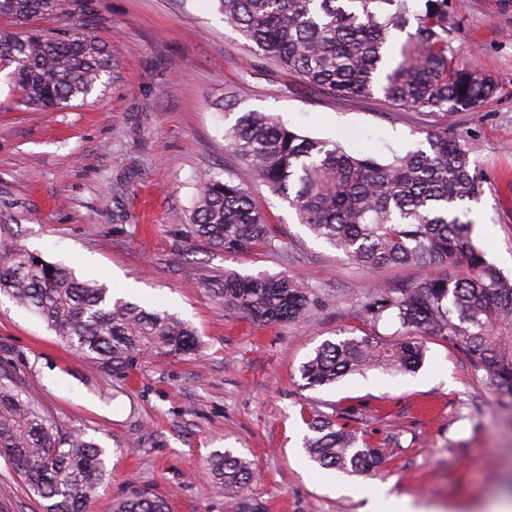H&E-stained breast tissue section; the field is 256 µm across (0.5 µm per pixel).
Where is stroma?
Instances as JSON below:
<instances>
[{"label": "stroma", "instance_id": "1", "mask_svg": "<svg viewBox=\"0 0 512 512\" xmlns=\"http://www.w3.org/2000/svg\"><path fill=\"white\" fill-rule=\"evenodd\" d=\"M76 17L114 54L98 98L61 112L31 111L0 72V233L118 296L190 323L198 353L144 356L110 377L74 356L37 316L0 299V380L59 429L105 450L92 512H112L138 489L169 512H361L378 486L436 512H494L512 501V406L447 340L431 336L413 373L372 368L304 387L300 367L324 341L391 338L365 304L381 279L415 281L398 265L369 273L300 224L224 147L223 130L248 111L300 134L386 160L417 149L429 130L475 146L484 194L472 238L512 277V0H448V41L496 84L479 109L445 117L375 96L344 100L255 58L216 0H64L58 29ZM232 172L274 227V246L214 248L190 222L200 174ZM288 274L308 289L305 322L262 324L224 306L225 271ZM349 423L383 450L376 475L310 462L307 420ZM232 451L253 472L224 497L209 474ZM0 512H42L41 500L0 459Z\"/></svg>", "mask_w": 512, "mask_h": 512}]
</instances>
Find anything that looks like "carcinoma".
Instances as JSON below:
<instances>
[{"label": "carcinoma", "mask_w": 512, "mask_h": 512, "mask_svg": "<svg viewBox=\"0 0 512 512\" xmlns=\"http://www.w3.org/2000/svg\"><path fill=\"white\" fill-rule=\"evenodd\" d=\"M224 21L251 53L343 98L380 93L397 106L444 115L476 110L497 86L474 58L459 62L448 42V0H217ZM63 0H0V17L15 29L0 35V68L18 87L20 104L62 111L95 92L113 69L109 46L81 23L60 33L30 26L61 12ZM406 33L392 52L395 33ZM226 146L276 195L288 201L318 238L367 270L413 264L426 274L391 282L367 303L371 318L399 325V339L364 336L326 341L300 367L308 388L331 385L370 368L413 372L423 364L424 337L452 342L476 372L490 377L496 395L512 403V279L486 258L471 237L470 202L483 195L474 147L448 135L426 134L427 148L382 163L338 143L303 136L276 116L240 115L224 131ZM191 224L197 235L227 253L271 243L266 216L230 172L200 177ZM455 264L461 275L435 271ZM224 305L259 323L305 320L309 291L292 277L224 273L215 289ZM40 317L79 358L109 375H122L148 353L185 356L200 341L188 323L165 310L112 296L94 279H80L10 238L0 237V296ZM304 448L323 469L374 474L382 449L347 423L315 414ZM0 458L43 501V512H91L105 473V450L81 431H63L13 386L0 382ZM210 473L228 495L252 478L232 452L217 453ZM115 512H168L166 501L137 492Z\"/></svg>", "instance_id": "carcinoma-1"}]
</instances>
